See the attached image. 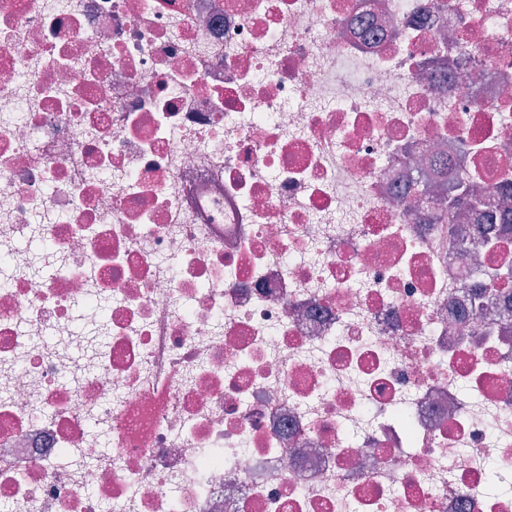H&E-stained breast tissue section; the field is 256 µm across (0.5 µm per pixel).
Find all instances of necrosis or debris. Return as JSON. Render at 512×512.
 I'll list each match as a JSON object with an SVG mask.
<instances>
[{"label": "necrosis or debris", "instance_id": "4bbe7bcc", "mask_svg": "<svg viewBox=\"0 0 512 512\" xmlns=\"http://www.w3.org/2000/svg\"><path fill=\"white\" fill-rule=\"evenodd\" d=\"M465 162L512 0H0V512H512Z\"/></svg>", "mask_w": 512, "mask_h": 512}]
</instances>
